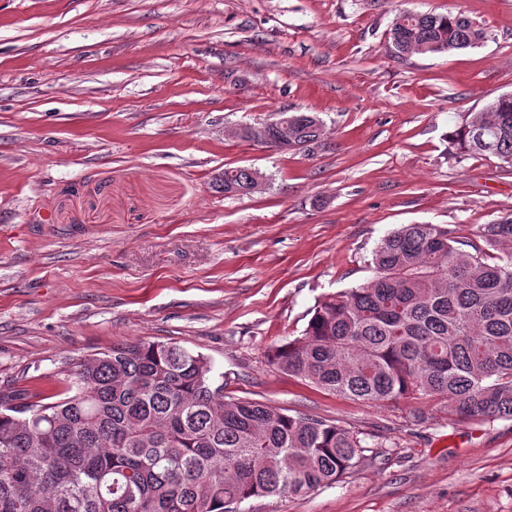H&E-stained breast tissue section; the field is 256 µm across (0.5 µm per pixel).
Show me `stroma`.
<instances>
[{
	"instance_id": "stroma-1",
	"label": "stroma",
	"mask_w": 512,
	"mask_h": 512,
	"mask_svg": "<svg viewBox=\"0 0 512 512\" xmlns=\"http://www.w3.org/2000/svg\"><path fill=\"white\" fill-rule=\"evenodd\" d=\"M465 12L481 47L396 55L402 10ZM512 92V0H0V392L63 390L119 341L206 355L229 399L381 444L342 481L242 512H512V420L365 404L271 350L324 295L373 276L403 224L462 237L512 215V172L451 136ZM310 112L324 139L234 135ZM264 177L228 198V167Z\"/></svg>"
}]
</instances>
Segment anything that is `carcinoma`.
<instances>
[{"mask_svg": "<svg viewBox=\"0 0 512 512\" xmlns=\"http://www.w3.org/2000/svg\"><path fill=\"white\" fill-rule=\"evenodd\" d=\"M487 31L465 13L404 10L396 53L475 48ZM288 142L310 148L315 115L283 112ZM461 157L512 170V93L453 134ZM258 171L224 170L253 194ZM373 277L319 300L302 335L275 347L282 372L366 403L438 400L461 420H512V217L475 240L406 224L372 253ZM366 439L323 418L224 399L206 356L176 343H118L75 358L62 397L0 394V512H239L244 501L300 496L366 459Z\"/></svg>", "mask_w": 512, "mask_h": 512, "instance_id": "obj_1", "label": "carcinoma"}]
</instances>
